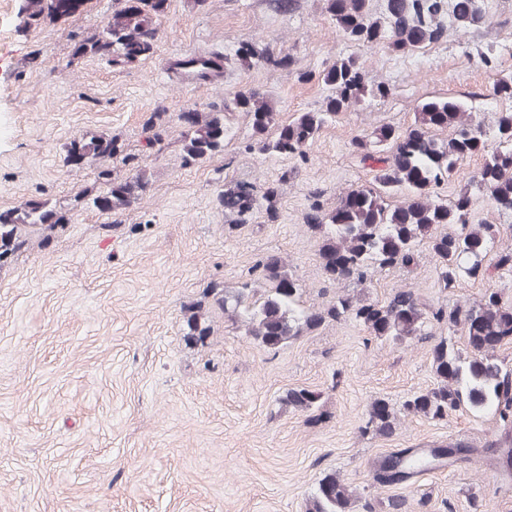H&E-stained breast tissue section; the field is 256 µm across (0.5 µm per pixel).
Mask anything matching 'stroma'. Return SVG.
Listing matches in <instances>:
<instances>
[{
  "mask_svg": "<svg viewBox=\"0 0 512 512\" xmlns=\"http://www.w3.org/2000/svg\"><path fill=\"white\" fill-rule=\"evenodd\" d=\"M487 22L465 28L448 19V36L397 50L359 46L340 34L327 0H299L291 14L270 0H168L153 55L112 64L72 56L74 39L93 34L118 0H85L69 18L25 25L23 0H0V211L31 199L66 210L51 237L29 232L23 251L0 262V512H306L316 483L333 473L359 500L388 512L394 496L408 512H512V474L484 452L497 424L468 411L433 420L404 403L436 383L430 350L460 334L433 326L423 340L393 347L353 319L329 322L268 349L213 302L219 290L252 281L255 262L284 260L307 307L342 293L385 303L413 288L428 305L470 306L486 289L512 306V272L438 279L420 246L407 268H386L371 283L333 284L319 255L321 237L303 214L313 202L333 209L343 192L374 184L350 142L383 125L405 130L417 106L462 100L485 127L512 111L494 93L512 74V0H476ZM289 50L294 70L229 65L223 85L185 87L163 74L165 57L212 49L234 57L242 43ZM431 59L419 65L422 51ZM355 56L386 97L351 105L309 143L305 157L259 153L256 136L231 101L265 94L278 120L319 111L327 94L319 75ZM307 78H300V71ZM230 106L224 149L185 163L179 112ZM106 135L110 161L66 166L71 142ZM145 171L136 206L104 213L82 207L107 179ZM275 184L278 219L256 213L234 226L218 203L226 184ZM201 301L214 333L188 345L182 307ZM319 392L322 419L280 407L290 389ZM386 400L393 435L368 430L369 405ZM457 442L470 452L397 487L375 479L380 460L405 448Z\"/></svg>",
  "mask_w": 512,
  "mask_h": 512,
  "instance_id": "obj_1",
  "label": "stroma"
}]
</instances>
